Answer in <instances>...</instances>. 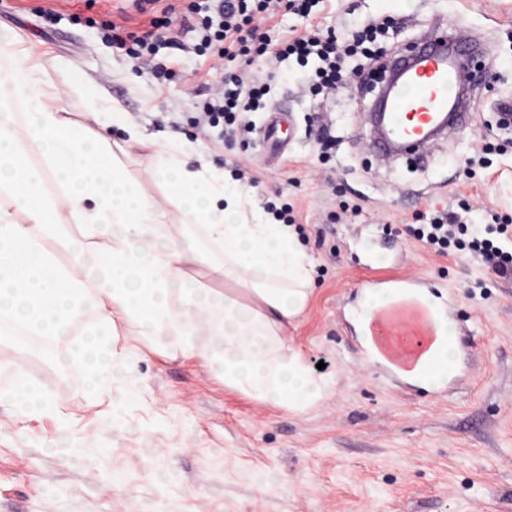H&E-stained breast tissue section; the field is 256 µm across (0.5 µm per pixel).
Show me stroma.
<instances>
[{
    "label": "stroma",
    "mask_w": 512,
    "mask_h": 512,
    "mask_svg": "<svg viewBox=\"0 0 512 512\" xmlns=\"http://www.w3.org/2000/svg\"><path fill=\"white\" fill-rule=\"evenodd\" d=\"M388 20L383 57L409 51L435 21L486 39L475 123L440 142L425 163L372 151L367 77L328 94L295 80L286 59L269 105L287 110L285 154L271 158L267 115L228 130L199 122L192 90L225 59L198 55L196 32L174 21L157 56L132 59L105 24L135 31L148 14L134 0H0V27L33 48L47 81L67 78L60 112L86 123L90 98L117 103L147 131L204 153L240 175L259 213L289 206L314 263V285L288 341L321 365L332 388L304 413L226 388L202 362L166 355L167 337L142 347L128 376L133 397L87 390L83 374L56 389L53 360L16 340L0 356L50 387L57 415L28 417L0 402V512H512V277L457 248L440 255L414 228L453 210L468 226L512 225V0H321L317 21L345 38L354 21ZM175 70L155 79L156 61ZM404 282L448 297L461 371L425 391L362 362L344 316L360 288Z\"/></svg>",
    "instance_id": "1"
}]
</instances>
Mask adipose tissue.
<instances>
[{"mask_svg": "<svg viewBox=\"0 0 512 512\" xmlns=\"http://www.w3.org/2000/svg\"><path fill=\"white\" fill-rule=\"evenodd\" d=\"M61 88L39 64L0 67V340L13 323L30 335L60 336L88 310L104 336L119 324L138 339L172 337V357H196L226 387L262 403L301 413L323 400L330 383L315 375L288 343L289 323L305 312L312 265L295 228L250 209V194L208 164H190L187 150H170L120 109L112 124L129 143L151 148L150 178L169 190L168 208L155 205L131 179L101 130L72 126L54 105ZM28 97L26 134L18 136L13 106ZM58 193H44L47 176ZM78 224L82 238L60 236ZM174 230L157 249L160 228ZM110 242V265L91 271L85 243ZM68 263H60L59 253ZM205 271L210 286L194 288L191 273ZM363 360L428 389L447 384L459 368L455 325L442 298L404 283L371 285L346 309ZM86 359L88 389L97 394L111 376L130 371L131 351L110 349ZM0 398L28 415L53 413L47 388L11 360L0 359Z\"/></svg>", "mask_w": 512, "mask_h": 512, "instance_id": "obj_1", "label": "adipose tissue"}]
</instances>
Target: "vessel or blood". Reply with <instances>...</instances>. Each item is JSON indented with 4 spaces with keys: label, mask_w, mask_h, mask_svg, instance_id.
<instances>
[{
    "label": "vessel or blood",
    "mask_w": 512,
    "mask_h": 512,
    "mask_svg": "<svg viewBox=\"0 0 512 512\" xmlns=\"http://www.w3.org/2000/svg\"><path fill=\"white\" fill-rule=\"evenodd\" d=\"M480 38L459 27L424 33L410 53L393 63L401 77L391 92L383 123H371L370 144L381 156L424 159L433 138L443 137L474 120L470 68ZM287 112H271L264 147L279 154L281 125Z\"/></svg>",
    "instance_id": "vessel-or-blood-1"
}]
</instances>
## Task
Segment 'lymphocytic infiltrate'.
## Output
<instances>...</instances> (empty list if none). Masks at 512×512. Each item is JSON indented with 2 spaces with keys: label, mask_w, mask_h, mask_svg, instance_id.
Masks as SVG:
<instances>
[{
  "label": "lymphocytic infiltrate",
  "mask_w": 512,
  "mask_h": 512,
  "mask_svg": "<svg viewBox=\"0 0 512 512\" xmlns=\"http://www.w3.org/2000/svg\"><path fill=\"white\" fill-rule=\"evenodd\" d=\"M319 0H191L189 12L199 15L203 31L196 46L198 53L213 50L227 59L233 70L224 79V88L217 96L203 104V119L207 123L224 121L234 125L237 119L256 111L270 91L269 82L253 77L250 71L256 61L273 64L287 57H295L300 65H307L310 58L318 64L310 72L314 90H333L348 78L347 61L359 55L367 60H377L373 45L385 25L372 20L357 27L349 41H339L334 30H309L289 38L279 50H271L261 26L275 18L281 10H289L304 20H312ZM177 11L175 4L165 5L160 16L151 18L145 30L122 32L112 26L111 38L118 49L137 58L153 51L159 40L158 28L163 20L172 19ZM494 237L480 233L471 234L467 246L499 275L512 274V253L503 251L495 236H512L507 225L494 228Z\"/></svg>",
  "instance_id": "obj_1"
}]
</instances>
